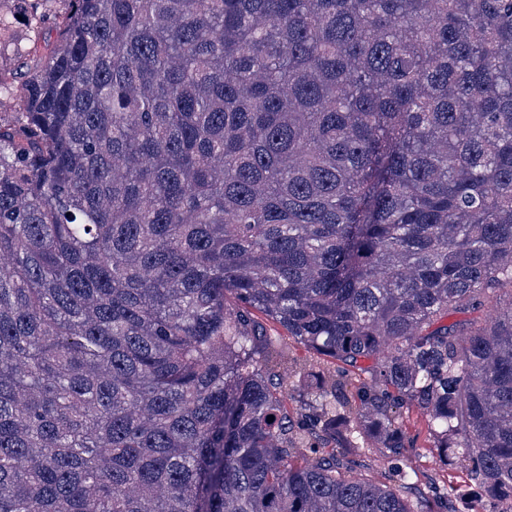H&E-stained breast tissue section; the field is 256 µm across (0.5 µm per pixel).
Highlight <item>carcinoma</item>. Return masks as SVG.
<instances>
[{"label":"carcinoma","instance_id":"obj_1","mask_svg":"<svg viewBox=\"0 0 512 512\" xmlns=\"http://www.w3.org/2000/svg\"><path fill=\"white\" fill-rule=\"evenodd\" d=\"M69 4L0 124V512H447L348 474L405 410L512 512V0ZM297 362L314 366L316 370H333L336 366L334 361L322 357L302 345L288 342V362Z\"/></svg>","mask_w":512,"mask_h":512}]
</instances>
